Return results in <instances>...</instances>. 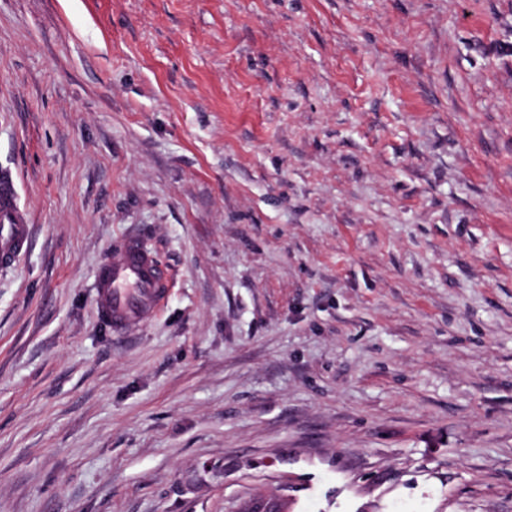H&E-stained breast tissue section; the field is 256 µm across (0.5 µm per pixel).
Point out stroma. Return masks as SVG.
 I'll list each match as a JSON object with an SVG mask.
<instances>
[{
	"label": "stroma",
	"mask_w": 512,
	"mask_h": 512,
	"mask_svg": "<svg viewBox=\"0 0 512 512\" xmlns=\"http://www.w3.org/2000/svg\"><path fill=\"white\" fill-rule=\"evenodd\" d=\"M0 171V512H512V0H0ZM31 235L32 224L17 203L12 176L0 173V266H16L27 252ZM96 274L95 304L117 336L153 319L170 290L167 270L139 238L120 241Z\"/></svg>",
	"instance_id": "35a3bbf8"
}]
</instances>
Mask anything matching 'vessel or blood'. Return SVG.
Masks as SVG:
<instances>
[{
    "label": "vessel or blood",
    "instance_id": "1",
    "mask_svg": "<svg viewBox=\"0 0 512 512\" xmlns=\"http://www.w3.org/2000/svg\"><path fill=\"white\" fill-rule=\"evenodd\" d=\"M31 235L12 176L0 173V266H16L27 252ZM169 290L167 270L139 238L128 237L97 270L95 304L113 332L123 336L153 319Z\"/></svg>",
    "mask_w": 512,
    "mask_h": 512
}]
</instances>
